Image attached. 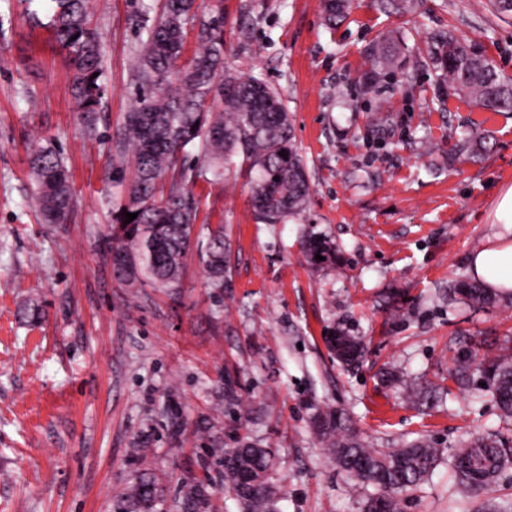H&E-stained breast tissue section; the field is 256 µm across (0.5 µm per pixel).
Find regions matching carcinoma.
Returning <instances> with one entry per match:
<instances>
[{"mask_svg": "<svg viewBox=\"0 0 512 512\" xmlns=\"http://www.w3.org/2000/svg\"><path fill=\"white\" fill-rule=\"evenodd\" d=\"M49 27L64 50L73 71V99L93 133V121L104 97L102 37L90 26L86 0H47ZM420 0H379V6L400 14L416 12ZM209 8L200 23L198 49L186 65H178L198 11ZM352 0H324V22L343 21ZM146 39L137 48L134 104L126 113L119 136L131 148V176L115 172L114 182L126 199L112 215L111 250L123 254L112 266L115 281L133 295L149 284L155 288L181 287L192 247L198 205L192 186L200 179L219 184L236 163L254 174L252 206L258 222L281 224L305 210L310 195L305 165L295 141L294 127L280 93L267 83L224 69V14L221 2L164 0L154 23L145 25ZM400 40L381 38L372 47L364 78L365 94L380 89V70L393 65ZM428 64L439 72V91L468 99L477 109L512 112V79L500 76L492 62L470 42L448 33L433 41ZM487 134L471 129L455 144V151L476 153L485 147ZM203 163L188 165L192 148ZM285 156H280V153ZM35 177L36 206L45 224H64L73 207L69 174L57 151L39 147L30 156ZM279 180H274V177ZM137 217L124 223L125 213ZM303 252L312 270L336 261L335 248L326 237L308 236ZM325 257L315 260V255ZM207 287L224 288L229 261L224 231H208L202 255ZM472 306L500 302L482 282L461 277L448 284ZM477 364L487 390L512 419V356L502 354L486 362L470 356L458 361L454 380L465 384L466 373ZM314 432L326 443L336 469L364 490V512H404V494L417 490L443 462V450L432 439H415L395 448H380L363 438L352 420L339 409L317 412ZM235 454L237 465L224 467V487L245 512H276L278 488L271 482L276 460L273 451L256 444L224 447L215 438L208 458L223 460ZM451 465L461 489L474 497L485 486L512 469V436L502 432L472 434L456 445ZM161 488L149 473L136 476L117 503L116 512H153ZM188 512H209L210 492L202 482L182 485Z\"/></svg>", "mask_w": 512, "mask_h": 512, "instance_id": "obj_1", "label": "carcinoma"}]
</instances>
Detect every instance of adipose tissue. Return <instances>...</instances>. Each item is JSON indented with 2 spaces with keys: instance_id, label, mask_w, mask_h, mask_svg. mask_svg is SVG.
Instances as JSON below:
<instances>
[{
  "instance_id": "obj_1",
  "label": "adipose tissue",
  "mask_w": 512,
  "mask_h": 512,
  "mask_svg": "<svg viewBox=\"0 0 512 512\" xmlns=\"http://www.w3.org/2000/svg\"><path fill=\"white\" fill-rule=\"evenodd\" d=\"M492 221L498 230L470 256L473 275L495 290H512V187L500 191Z\"/></svg>"
}]
</instances>
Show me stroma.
I'll list each match as a JSON object with an SVG mask.
<instances>
[{
    "instance_id": "1",
    "label": "stroma",
    "mask_w": 512,
    "mask_h": 512,
    "mask_svg": "<svg viewBox=\"0 0 512 512\" xmlns=\"http://www.w3.org/2000/svg\"><path fill=\"white\" fill-rule=\"evenodd\" d=\"M43 2L0 0V512H113L142 468L163 486L156 512H181L183 483L206 476L210 512H241L221 489L222 467L205 463L216 433L228 448H272L278 512H362L361 493L312 429L327 407L382 448L425 435L449 454L474 431L512 434L478 372L463 387L450 377L458 358L495 355L512 337V310L446 295L497 230L493 198L512 186V114L440 96L428 67L410 89L395 71L381 76L379 95L363 92L368 50L391 31L404 35L408 59L455 32L512 77V15L494 13L489 0H424L408 16L355 0L329 29L322 0H223L224 59L280 92L307 167L308 206L261 224L247 170L219 185L199 180L197 222L223 227L231 252L223 290L205 286L202 236L180 288L147 286L132 301L112 276L121 201L112 163H131L117 131L135 96L143 22L162 0H91L104 87L93 140L74 109L69 60L42 23ZM475 125L491 132L490 151L449 155L450 136ZM46 145L73 184L63 224L41 223L34 205L28 155ZM310 233L336 246L337 263L321 272L303 253ZM31 303L40 319L24 315ZM338 327L363 338L360 362L345 366L330 353L327 334ZM390 365L416 388L435 389L428 406L380 383ZM510 493L511 469L464 499L443 464L408 494L405 512H477Z\"/></svg>"
}]
</instances>
